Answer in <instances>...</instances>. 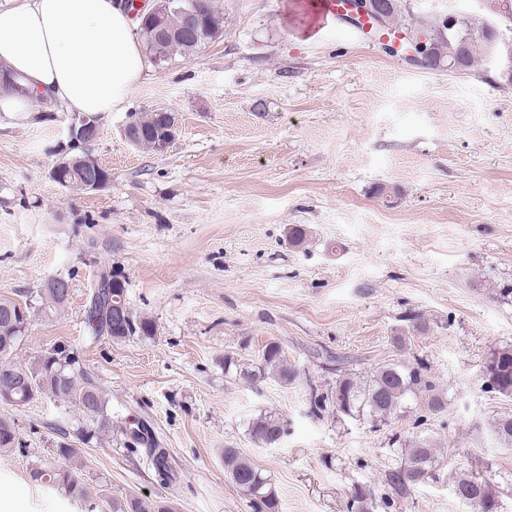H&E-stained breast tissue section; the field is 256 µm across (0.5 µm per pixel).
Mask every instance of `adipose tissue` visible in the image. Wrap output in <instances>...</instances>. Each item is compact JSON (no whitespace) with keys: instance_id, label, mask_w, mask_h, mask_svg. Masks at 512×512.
I'll return each instance as SVG.
<instances>
[{"instance_id":"ef3b65f1","label":"adipose tissue","mask_w":512,"mask_h":512,"mask_svg":"<svg viewBox=\"0 0 512 512\" xmlns=\"http://www.w3.org/2000/svg\"><path fill=\"white\" fill-rule=\"evenodd\" d=\"M150 68L123 0H14L0 7V112L22 114L48 98L79 114L122 111Z\"/></svg>"}]
</instances>
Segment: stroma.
<instances>
[{
    "instance_id": "obj_1",
    "label": "stroma",
    "mask_w": 512,
    "mask_h": 512,
    "mask_svg": "<svg viewBox=\"0 0 512 512\" xmlns=\"http://www.w3.org/2000/svg\"><path fill=\"white\" fill-rule=\"evenodd\" d=\"M311 2L216 0L222 34L153 64L84 145L111 175L101 190L52 176L75 155L70 113L46 99L21 117L0 112V296L30 306L11 358L70 348L112 416L111 433L82 448L91 494L70 501L29 471L79 426L77 408L48 394L0 402L19 440L0 452L14 512H110L100 483L110 498L132 491L177 512H255L224 472L228 448L270 476L280 512H351L358 488L369 512H471L452 487L467 468L512 512V448L491 433L512 396L483 374L512 344V83L413 67L344 23L313 31ZM155 110L175 115L174 140L133 148L125 126ZM295 225L308 230L299 244ZM109 271L151 335L92 338L86 310ZM59 278L69 299L42 312L38 293ZM271 341L296 380H242ZM415 359L448 396L422 428L312 412L311 390ZM270 413L288 433L267 447L250 424ZM138 427L166 451L173 483L148 464ZM418 432L448 464L400 498L393 441Z\"/></svg>"
}]
</instances>
